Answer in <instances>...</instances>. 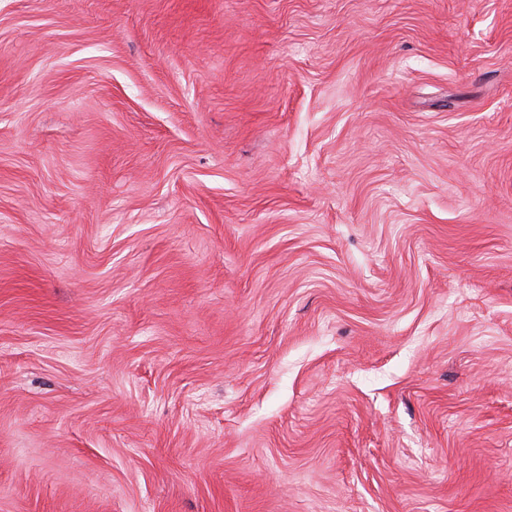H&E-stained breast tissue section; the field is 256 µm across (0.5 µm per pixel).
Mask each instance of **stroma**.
Segmentation results:
<instances>
[{"label": "stroma", "mask_w": 512, "mask_h": 512, "mask_svg": "<svg viewBox=\"0 0 512 512\" xmlns=\"http://www.w3.org/2000/svg\"><path fill=\"white\" fill-rule=\"evenodd\" d=\"M0 512H512V0H0Z\"/></svg>", "instance_id": "stroma-1"}]
</instances>
